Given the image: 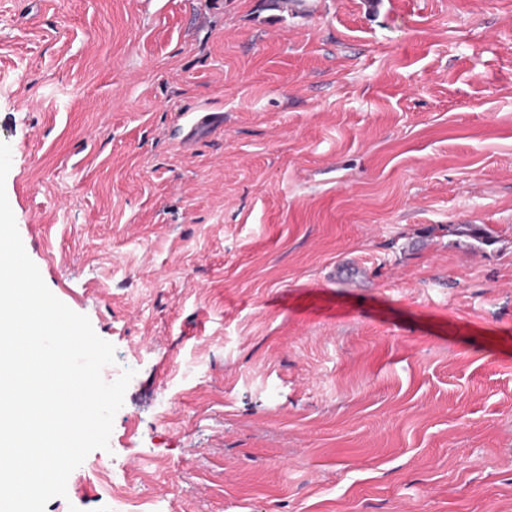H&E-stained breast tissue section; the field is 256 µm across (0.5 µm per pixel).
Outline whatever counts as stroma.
Here are the masks:
<instances>
[{"label":"stroma","instance_id":"35a3bbf8","mask_svg":"<svg viewBox=\"0 0 512 512\" xmlns=\"http://www.w3.org/2000/svg\"><path fill=\"white\" fill-rule=\"evenodd\" d=\"M0 141L134 372L45 512H512V0H0ZM99 472L102 480L107 484L111 497L114 496L118 504L126 507H139L147 503L135 497L125 496L131 479V470L125 464L115 470L113 469V463L112 468L105 464H99Z\"/></svg>","mask_w":512,"mask_h":512}]
</instances>
